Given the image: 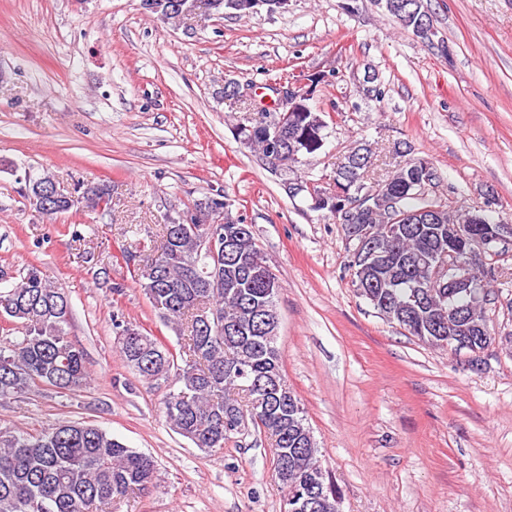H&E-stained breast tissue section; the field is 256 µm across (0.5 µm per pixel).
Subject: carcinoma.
<instances>
[{
  "label": "carcinoma",
  "instance_id": "carcinoma-1",
  "mask_svg": "<svg viewBox=\"0 0 512 512\" xmlns=\"http://www.w3.org/2000/svg\"><path fill=\"white\" fill-rule=\"evenodd\" d=\"M195 1L198 8L214 14L245 16L235 7L236 0H185L189 5ZM382 6L402 28L424 41L432 40V29L417 32L419 16H429L424 3H418L416 15L392 7L391 0H383ZM271 115L275 123L243 124L237 135L244 146L263 155L267 136L278 133L281 152L275 170L286 174L300 157L314 155L324 146L325 112L311 103L300 112ZM370 165L368 150L354 148L337 165L335 183L355 192ZM422 174L420 160L406 159L384 180L400 198L402 209L369 212L363 220L382 249L377 265L366 275L368 287L361 297L384 320L424 344L451 347L458 337L471 341V354L478 362L482 345L497 338L485 311L450 337L448 318L432 300H410L415 286L431 283L426 258L447 252L448 225L470 224L474 217L472 211H450L425 195ZM54 184L55 176L49 172L29 175L21 192L37 213L46 216L78 204L112 212V192L105 183L82 181L76 197L43 199V192ZM186 213L197 221L193 229L185 224L163 225L169 231L160 246L164 268L154 272L138 267L133 273L163 324L188 337V350L180 359L156 336L117 323L124 362L142 380L162 379L168 384L163 397L166 420L196 447L217 453L240 426L250 424L272 440L273 473L287 497L305 493L317 471L316 512H340V491L318 460L317 444L309 443L311 428L296 395L289 389L276 397L264 387L271 377L283 376L277 338L260 333L262 317L277 313L280 284H271L276 278L272 272L243 276L246 263L260 260L252 226L224 208L221 192L193 201ZM218 223L229 244L220 256L223 284L214 290L205 287L214 259L200 249V240ZM19 276V282L0 288V323L14 335L8 346L0 348V401L39 385L62 390L86 385L83 351L69 338L71 306L64 289L33 265ZM201 307L221 313L224 329H206L195 314ZM497 339L512 343V336ZM154 473L150 458L94 425L58 422L35 436L0 431V512H29L33 498L48 503L46 512H112L115 499L130 490L148 489Z\"/></svg>",
  "mask_w": 512,
  "mask_h": 512
}]
</instances>
